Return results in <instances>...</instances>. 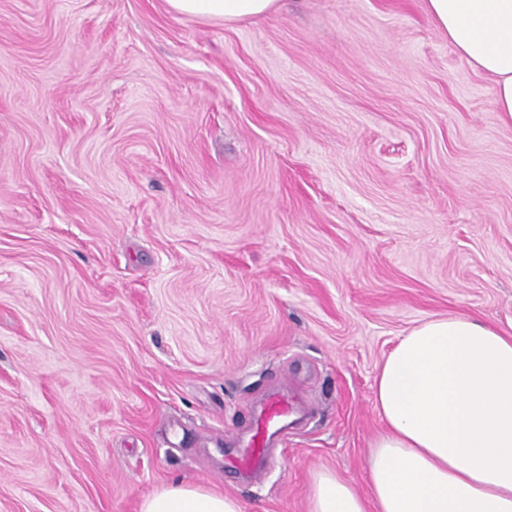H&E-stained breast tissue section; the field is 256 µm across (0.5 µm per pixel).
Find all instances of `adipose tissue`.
Returning <instances> with one entry per match:
<instances>
[{"instance_id":"adipose-tissue-1","label":"adipose tissue","mask_w":512,"mask_h":512,"mask_svg":"<svg viewBox=\"0 0 512 512\" xmlns=\"http://www.w3.org/2000/svg\"><path fill=\"white\" fill-rule=\"evenodd\" d=\"M180 16L227 23L278 0H166ZM457 53L492 79V106L512 120V0H427ZM385 428L367 459L370 495L320 473L310 512H512V336L459 313L403 336L376 380ZM139 512H243L235 498L184 483Z\"/></svg>"}]
</instances>
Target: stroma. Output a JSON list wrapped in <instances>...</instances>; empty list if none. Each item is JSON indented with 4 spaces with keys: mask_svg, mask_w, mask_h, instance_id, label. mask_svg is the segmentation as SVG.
<instances>
[{
    "mask_svg": "<svg viewBox=\"0 0 512 512\" xmlns=\"http://www.w3.org/2000/svg\"><path fill=\"white\" fill-rule=\"evenodd\" d=\"M426 0H0V512L363 496L422 323L512 336V122ZM301 416L247 480L260 404ZM279 0H166L170 11L180 16L222 19L233 23L267 15ZM139 512H243V508L233 497L180 482L144 498Z\"/></svg>",
    "mask_w": 512,
    "mask_h": 512,
    "instance_id": "obj_1",
    "label": "stroma"
}]
</instances>
